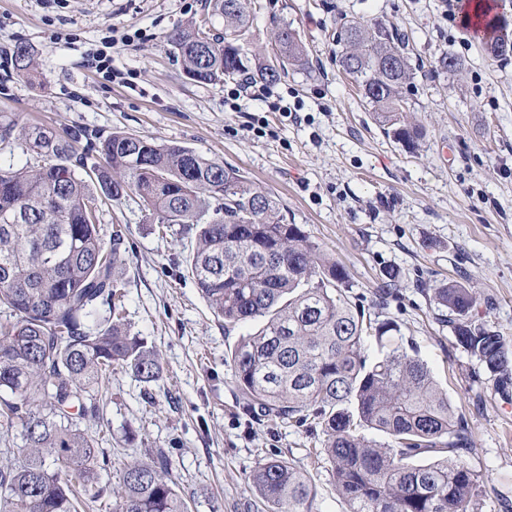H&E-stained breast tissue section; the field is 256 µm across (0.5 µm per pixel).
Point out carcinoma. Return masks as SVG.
I'll list each match as a JSON object with an SVG mask.
<instances>
[{
    "label": "carcinoma",
    "mask_w": 512,
    "mask_h": 512,
    "mask_svg": "<svg viewBox=\"0 0 512 512\" xmlns=\"http://www.w3.org/2000/svg\"><path fill=\"white\" fill-rule=\"evenodd\" d=\"M205 9L166 35L188 78L273 82L306 64L288 25L273 32L276 62L250 50L251 0H206ZM472 10L483 18L485 45L497 42L499 15L480 3ZM337 24L340 62L375 122L415 148L424 130L405 119L403 90L414 79L405 37L344 15ZM394 49L401 57L387 66L383 56ZM12 61L22 78L34 70L26 45ZM15 143L35 163L0 166V431L19 425L22 442L14 454L4 450L0 512H76L109 492L112 512H188L163 451L125 465L119 489L108 490L104 452L82 426L115 367L148 384L163 375L158 354L120 313L122 230L107 237L101 224L106 209L129 200L155 223L194 234L187 269L224 333L257 323L224 359L247 411L314 422L346 512H479L482 476L461 456L471 448L466 419L418 352L393 342L398 324L355 307L345 267L288 223L268 191L222 160L128 132L102 137L72 126L59 134L0 115V150ZM398 279L393 268L381 272L376 306ZM434 299L455 345L499 389L511 387L512 346L473 319L472 290L449 281ZM248 480L269 512H315L311 480L290 460L265 458Z\"/></svg>",
    "instance_id": "carcinoma-1"
}]
</instances>
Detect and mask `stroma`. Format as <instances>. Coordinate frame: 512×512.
<instances>
[{
  "label": "stroma",
  "instance_id": "1",
  "mask_svg": "<svg viewBox=\"0 0 512 512\" xmlns=\"http://www.w3.org/2000/svg\"><path fill=\"white\" fill-rule=\"evenodd\" d=\"M206 0H0V115L61 130L83 126L177 143L223 160L280 202L330 259L350 274L351 294L373 311L380 272L399 271L384 311L396 342L415 347L469 425L465 460L483 475L481 512H512V394L458 349L437 318L434 290L453 280L472 289L473 317L512 344V61L485 54L451 19L460 0H255L251 47L273 52L275 25H290L309 63L271 89L288 105L234 100L232 82L188 79L165 40L199 18ZM398 29L415 74L407 117L423 126L415 150L387 137L337 61L339 15ZM35 51L36 81L16 76L17 45ZM112 55V72L92 59ZM458 56V72L440 69ZM104 226L126 228L125 316L164 367L152 385L114 371L101 391L102 435L118 485L124 463L169 456L189 512H266L247 477L277 455L305 471L317 512H346L308 425L256 421L238 402L224 357L225 332L189 275V238L159 229L134 203L112 207Z\"/></svg>",
  "mask_w": 512,
  "mask_h": 512
}]
</instances>
